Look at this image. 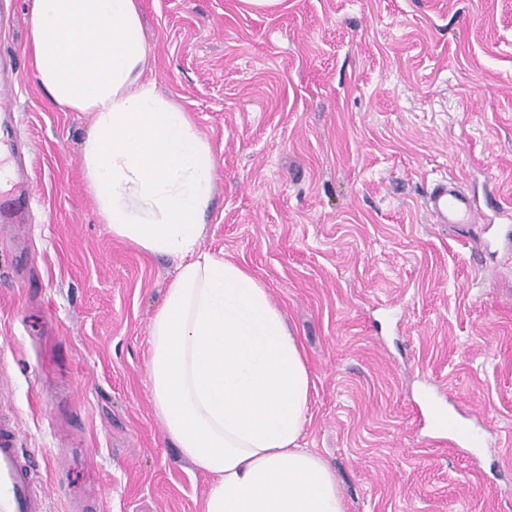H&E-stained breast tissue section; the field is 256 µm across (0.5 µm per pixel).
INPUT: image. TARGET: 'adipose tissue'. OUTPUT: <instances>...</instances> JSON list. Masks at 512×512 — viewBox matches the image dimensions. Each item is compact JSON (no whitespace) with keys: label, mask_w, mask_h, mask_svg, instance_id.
<instances>
[{"label":"adipose tissue","mask_w":512,"mask_h":512,"mask_svg":"<svg viewBox=\"0 0 512 512\" xmlns=\"http://www.w3.org/2000/svg\"><path fill=\"white\" fill-rule=\"evenodd\" d=\"M31 14L38 86L93 117L82 164L105 224L178 263L149 374L166 435L211 479L201 512H346L331 470L300 446L311 382L283 312L247 268L200 246L213 157L143 77L138 0H31Z\"/></svg>","instance_id":"adipose-tissue-1"}]
</instances>
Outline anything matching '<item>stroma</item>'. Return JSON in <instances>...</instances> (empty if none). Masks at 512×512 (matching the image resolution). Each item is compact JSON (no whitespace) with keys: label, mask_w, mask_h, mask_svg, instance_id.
Returning <instances> with one entry per match:
<instances>
[{"label":"stroma","mask_w":512,"mask_h":512,"mask_svg":"<svg viewBox=\"0 0 512 512\" xmlns=\"http://www.w3.org/2000/svg\"><path fill=\"white\" fill-rule=\"evenodd\" d=\"M146 79L208 143L203 250L269 290L312 381L302 447L347 512H512V0H140ZM30 0H0V195L25 163L26 222L0 227V408L43 512H200L209 478L168 439L150 325L174 260L112 235L84 176L93 126L36 83ZM457 179L508 212L436 224ZM477 415L495 453L432 442L423 395Z\"/></svg>","instance_id":"1"}]
</instances>
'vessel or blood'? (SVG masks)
Masks as SVG:
<instances>
[{"instance_id": "vessel-or-blood-1", "label": "vessel or blood", "mask_w": 512, "mask_h": 512, "mask_svg": "<svg viewBox=\"0 0 512 512\" xmlns=\"http://www.w3.org/2000/svg\"><path fill=\"white\" fill-rule=\"evenodd\" d=\"M426 209L437 224L475 223L474 202L457 181H436L427 194ZM20 431L11 416H0V512H43V500L28 466L20 456ZM436 444L461 448H485V430L462 425L449 417L447 433L437 434Z\"/></svg>"}]
</instances>
